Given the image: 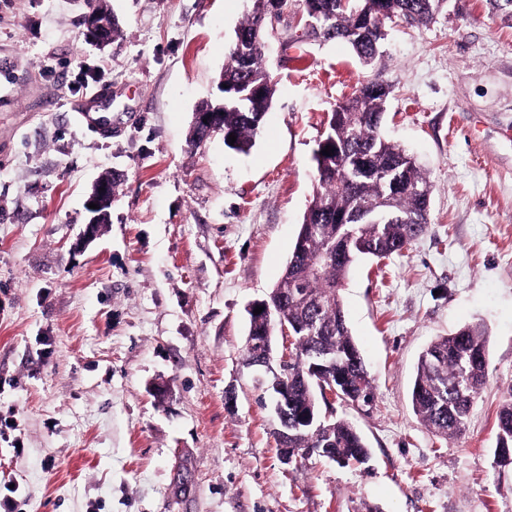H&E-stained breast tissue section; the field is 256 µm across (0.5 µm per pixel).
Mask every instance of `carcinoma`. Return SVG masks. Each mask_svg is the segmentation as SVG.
Here are the masks:
<instances>
[{
	"label": "carcinoma",
	"mask_w": 512,
	"mask_h": 512,
	"mask_svg": "<svg viewBox=\"0 0 512 512\" xmlns=\"http://www.w3.org/2000/svg\"><path fill=\"white\" fill-rule=\"evenodd\" d=\"M305 11L317 14L319 28L309 35L341 39L366 67L380 60L386 23H426L443 0H303ZM96 21H106L99 34L109 42L117 33L107 0H87ZM271 0H253V9L235 30L224 68L221 99L202 102L197 111L218 113V130L236 136L230 149L248 152L269 111L275 89L262 61L261 47L251 41L266 22ZM391 88L377 77L336 105L314 159L318 185L306 209L292 256L268 296L269 316L250 319V328L274 329L288 320L294 347L288 359V425L299 424L317 396L336 390L347 405H370L374 378L346 323L340 288L351 264L362 258L382 260L407 249L425 230L431 185L416 159L382 136ZM327 147L334 154L325 156ZM346 244L343 256L335 250ZM321 356L336 366L320 375L306 372L305 360ZM488 375L485 329L468 324L434 339L419 357L411 393L413 411L431 432L452 438L460 434ZM301 455L332 453L342 466L363 464L369 455L361 434L347 420L322 419L300 424L294 440ZM494 463L512 469V392L497 414Z\"/></svg>",
	"instance_id": "cac0c4a2"
}]
</instances>
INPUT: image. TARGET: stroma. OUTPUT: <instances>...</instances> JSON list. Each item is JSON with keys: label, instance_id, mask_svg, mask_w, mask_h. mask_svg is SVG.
<instances>
[{"label": "stroma", "instance_id": "35a3bbf8", "mask_svg": "<svg viewBox=\"0 0 512 512\" xmlns=\"http://www.w3.org/2000/svg\"><path fill=\"white\" fill-rule=\"evenodd\" d=\"M0 0V496L18 512H512L494 465L512 393V23L447 0L388 28L383 135L428 176L426 232L357 262L340 292L376 385L351 420L369 458L283 464L243 364L247 309L280 279L317 188L331 112L372 78L349 44L305 38L288 0L262 48L274 100L249 154L191 147L197 105L251 0ZM109 116L98 135L74 105ZM109 223L83 242L94 182ZM482 324L489 374L452 438L414 414L421 352ZM235 402H228V391ZM107 2V0H87V5L90 6L91 12L95 15L96 22L104 20L108 25L103 33L98 34V37L104 42H110L117 33V27L110 17L112 14Z\"/></svg>", "mask_w": 512, "mask_h": 512}]
</instances>
